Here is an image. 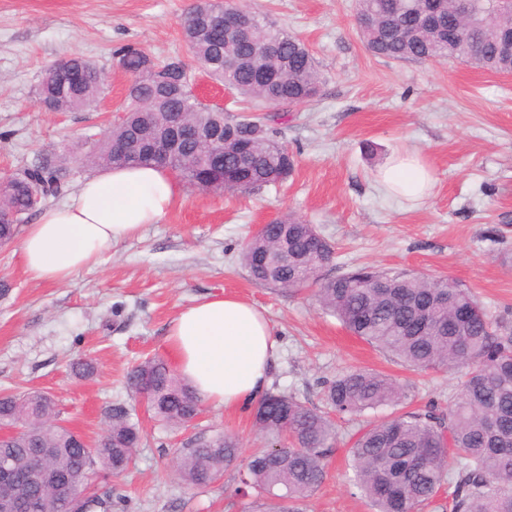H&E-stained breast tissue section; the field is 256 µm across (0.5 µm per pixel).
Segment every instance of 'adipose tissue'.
Here are the masks:
<instances>
[{"mask_svg":"<svg viewBox=\"0 0 512 512\" xmlns=\"http://www.w3.org/2000/svg\"><path fill=\"white\" fill-rule=\"evenodd\" d=\"M375 180L386 193L419 201L431 196L436 183L412 150L394 153ZM179 193L167 171L150 165L106 169L85 179L67 203L24 227L21 265L35 281L67 280L143 225L157 223ZM168 343L177 372L206 403L242 409L269 385L276 360L269 321L236 296L211 295L184 309L170 327Z\"/></svg>","mask_w":512,"mask_h":512,"instance_id":"1","label":"adipose tissue"}]
</instances>
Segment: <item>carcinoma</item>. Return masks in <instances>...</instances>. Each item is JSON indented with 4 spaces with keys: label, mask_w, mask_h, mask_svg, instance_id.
Returning a JSON list of instances; mask_svg holds the SVG:
<instances>
[{
    "label": "carcinoma",
    "mask_w": 512,
    "mask_h": 512,
    "mask_svg": "<svg viewBox=\"0 0 512 512\" xmlns=\"http://www.w3.org/2000/svg\"><path fill=\"white\" fill-rule=\"evenodd\" d=\"M440 27L425 24L422 0H357L365 47L395 62L455 59L494 72L512 71V0H474L482 24L459 36L453 4L436 0ZM212 12L228 9L251 15V36L205 29L196 23L200 5L186 14L182 33L196 62L212 80L240 96L280 106L301 105L321 89V74L307 44L275 21L233 0H208ZM119 67L131 83L119 114L102 138L91 142L82 161L92 167L155 165L176 173L185 184L213 193L250 194L279 183L294 169L288 148L273 144L262 117H236L204 105L191 93L179 61L158 62L145 51L126 47ZM83 65L73 84L69 65ZM170 78L158 85L148 66ZM104 81L97 65L83 57L62 59L42 79L37 103L49 112H77L96 101ZM224 135V149L207 150L190 136L180 139L166 163L152 157L148 142L166 137L177 125ZM124 157L112 159L113 149ZM70 159L46 157L0 185V241L11 242L27 215L48 194L61 191ZM314 225L288 214L264 226L241 252L250 280L264 288L296 292L312 289L323 310L365 342L389 352L416 370L462 372L458 399L443 410L435 405L405 412L360 428L353 437L352 468L360 492L375 512H420L453 485L451 512H512V325L492 320L476 296L447 277L425 279L404 270L360 268L324 279L315 267L334 259L325 243L308 262ZM287 241L298 261L272 259ZM151 381L146 403L154 418L171 429L187 426L202 402L158 357L133 367L128 389L139 394ZM405 387L369 369H354L324 382L326 410L292 395L266 392L252 410L253 427L267 439L288 435L289 444L267 445L242 455L239 439L222 430L195 437L177 456V472L191 488H206L235 468L238 491L254 497L251 512H304L305 501L325 481L336 442L330 414L361 416L384 406H400ZM106 427L90 446L58 420L54 399L39 391L0 392V425L17 431L0 440V464L26 472H51L65 485L31 484L42 501L39 512H109L110 498L87 495L97 474L118 476L135 464L142 433L121 402L104 412Z\"/></svg>",
    "instance_id": "cac0c4a2"
}]
</instances>
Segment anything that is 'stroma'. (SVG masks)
Returning a JSON list of instances; mask_svg holds the SVG:
<instances>
[{"instance_id":"obj_1","label":"stroma","mask_w":512,"mask_h":512,"mask_svg":"<svg viewBox=\"0 0 512 512\" xmlns=\"http://www.w3.org/2000/svg\"><path fill=\"white\" fill-rule=\"evenodd\" d=\"M195 0H0V182L42 158L70 155L71 175L58 195L41 198L36 214L65 203L95 170L79 157L123 103L128 76L118 50L135 46L158 60L192 61L182 36ZM267 13L308 45L323 74L318 96L295 108L257 103L271 136L295 156L280 185L246 196L182 187L157 223L114 246L93 267L62 283L31 280L17 244L0 247V390L50 393L60 417L87 440L104 429V410L131 402L125 375L148 357L168 358L171 323L210 294L232 293L261 308L277 357L272 387L322 406L325 380L372 369L408 386L404 408L459 395L446 371L418 372L348 332L310 292L255 286L239 261L256 225L293 213L335 248L323 271L333 278L354 267L404 269L449 277L471 290L493 317L512 323V75L456 61L394 62L371 55L354 20L355 0H238ZM93 59L106 76L95 105L47 112L36 88L67 57ZM418 151L436 185L413 202L378 190L374 175L397 150ZM95 366L78 376L72 359ZM135 415L144 430L137 467L105 475L112 512H243L235 471L204 489L178 477L175 455L195 434L221 429L243 452L261 445L250 410L205 405L189 426L172 430ZM362 419L338 423L329 474L307 512H372L353 483L351 436Z\"/></svg>"}]
</instances>
